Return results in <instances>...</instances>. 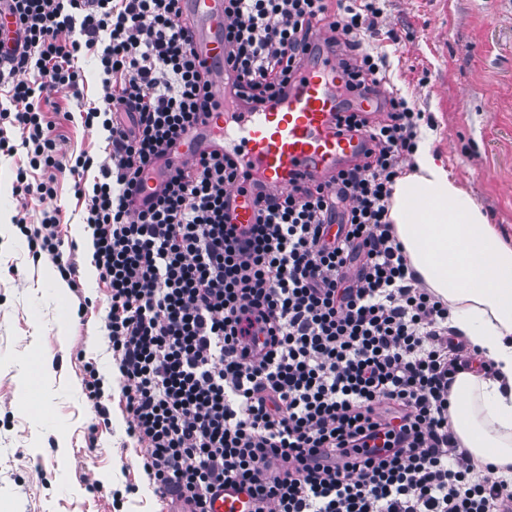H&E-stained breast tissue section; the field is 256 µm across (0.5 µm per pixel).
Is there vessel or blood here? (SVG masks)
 I'll return each instance as SVG.
<instances>
[{"mask_svg": "<svg viewBox=\"0 0 512 512\" xmlns=\"http://www.w3.org/2000/svg\"><path fill=\"white\" fill-rule=\"evenodd\" d=\"M183 13L193 21L191 43L211 72L214 97L223 99L224 0H183ZM340 79L333 57H310L279 98L236 113L229 122L220 111L203 118L191 131L190 146L179 153L178 162L203 153L226 154L240 161L245 171H258L260 179L247 194L229 191L234 223L252 224L254 209L245 203V196L285 192L301 176L330 175L362 158L364 141L337 134L336 114L346 103L364 110L372 104L356 98L342 101L336 94ZM252 508L248 493L231 487L207 503L208 512H251Z\"/></svg>", "mask_w": 512, "mask_h": 512, "instance_id": "obj_1", "label": "vessel or blood"}]
</instances>
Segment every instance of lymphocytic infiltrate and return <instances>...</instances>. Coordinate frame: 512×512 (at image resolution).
I'll return each mask as SVG.
<instances>
[{
    "label": "lymphocytic infiltrate",
    "mask_w": 512,
    "mask_h": 512,
    "mask_svg": "<svg viewBox=\"0 0 512 512\" xmlns=\"http://www.w3.org/2000/svg\"><path fill=\"white\" fill-rule=\"evenodd\" d=\"M379 0H225L224 100L244 110L283 91L314 49L334 54L345 95L373 98L389 62L368 40ZM181 0H0L14 26L0 51V155L25 149L23 195L76 179L93 260L109 289L129 436L159 498L206 512L227 485L254 512H512V484L490 480L448 416L462 363L448 306L416 277L388 214L422 113L394 93L386 117L336 115L364 138L359 163L253 201L248 241L227 215L236 160L170 150L210 110ZM102 92L84 117L107 153L68 157L44 119L53 90H79L81 52ZM47 177L31 183L28 170ZM92 182H85V175ZM58 211L28 234L70 287Z\"/></svg>",
    "instance_id": "obj_1"
}]
</instances>
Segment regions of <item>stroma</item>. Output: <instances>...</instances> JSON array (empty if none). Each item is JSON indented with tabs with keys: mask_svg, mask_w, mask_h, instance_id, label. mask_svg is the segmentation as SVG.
Instances as JSON below:
<instances>
[{
	"mask_svg": "<svg viewBox=\"0 0 512 512\" xmlns=\"http://www.w3.org/2000/svg\"><path fill=\"white\" fill-rule=\"evenodd\" d=\"M382 8L387 27L402 36L397 44L372 40L390 62L387 90L430 116L436 156L512 242V0H384ZM79 64L83 85L53 91L45 120L67 153L101 158L106 133L84 126L81 114L97 105L102 74L93 54ZM26 164L22 150L0 157V210L25 216L34 229L44 212L59 209L81 289L58 290L52 262L33 258L11 219L0 225V512H166L127 434L107 338L108 291L74 180L59 172L54 197L25 198L15 186ZM33 344L44 365L28 406L22 390ZM90 363L103 383L104 419L85 390Z\"/></svg>",
	"mask_w": 512,
	"mask_h": 512,
	"instance_id": "stroma-1",
	"label": "stroma"
}]
</instances>
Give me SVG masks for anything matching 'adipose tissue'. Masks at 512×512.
Returning <instances> with one entry per match:
<instances>
[{
    "label": "adipose tissue",
    "mask_w": 512,
    "mask_h": 512,
    "mask_svg": "<svg viewBox=\"0 0 512 512\" xmlns=\"http://www.w3.org/2000/svg\"><path fill=\"white\" fill-rule=\"evenodd\" d=\"M389 217L418 278L480 352L481 364L461 368L450 388L458 443L512 481V244L424 139L394 186Z\"/></svg>",
    "instance_id": "1"
}]
</instances>
